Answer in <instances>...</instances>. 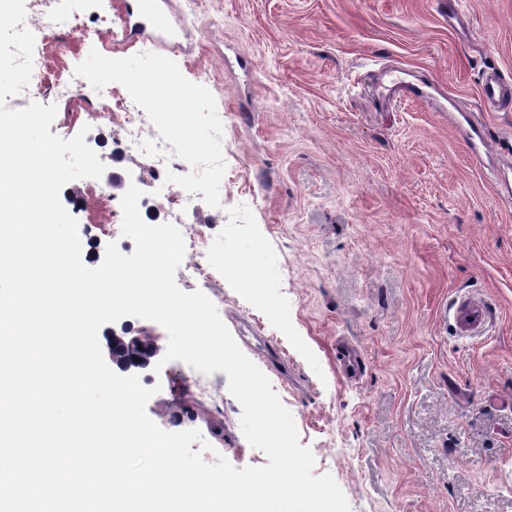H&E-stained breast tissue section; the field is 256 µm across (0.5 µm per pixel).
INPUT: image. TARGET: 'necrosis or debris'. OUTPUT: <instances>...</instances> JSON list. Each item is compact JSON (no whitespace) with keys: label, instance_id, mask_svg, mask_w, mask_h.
Wrapping results in <instances>:
<instances>
[{"label":"necrosis or debris","instance_id":"1","mask_svg":"<svg viewBox=\"0 0 512 512\" xmlns=\"http://www.w3.org/2000/svg\"><path fill=\"white\" fill-rule=\"evenodd\" d=\"M32 12L24 26L35 36L33 69L27 87L18 93V100L39 98L47 102L79 101L93 112L95 119L111 122L119 118L122 129L121 146L125 153L142 155L148 159L146 178L150 181L166 179L173 158L181 156L191 165L195 181L185 188L179 198L183 209L194 208L199 196L200 179L204 173L196 166V150L190 148L184 128L178 127L163 134L154 133L146 112L140 109L124 88L114 85L109 69L87 73L70 65H63L55 72H48V51L51 41L44 34L39 17L45 0H32Z\"/></svg>","mask_w":512,"mask_h":512}]
</instances>
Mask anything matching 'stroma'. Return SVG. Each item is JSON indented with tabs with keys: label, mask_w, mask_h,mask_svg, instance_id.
I'll return each mask as SVG.
<instances>
[{
	"label": "stroma",
	"mask_w": 512,
	"mask_h": 512,
	"mask_svg": "<svg viewBox=\"0 0 512 512\" xmlns=\"http://www.w3.org/2000/svg\"><path fill=\"white\" fill-rule=\"evenodd\" d=\"M171 0L161 38L168 66L197 83L191 100L153 80L142 41L88 47L59 31L61 55L117 81L144 80L156 129L176 111L213 166L195 211L177 197L191 174L145 182L144 157L120 155L119 126L89 123L61 102L50 131L85 132L105 178L66 184L60 200L80 239L138 187L142 220L197 226L186 260L217 278H177L215 305L240 349L290 411L314 475H331L350 512H512V199L469 155L436 105L455 104L493 143L512 138V112L480 103V75L512 77V0ZM426 82L436 101L385 96L387 73ZM149 418L168 432L199 430L235 468L267 465L241 428L225 373L172 360L141 373Z\"/></svg>",
	"instance_id": "1"
}]
</instances>
